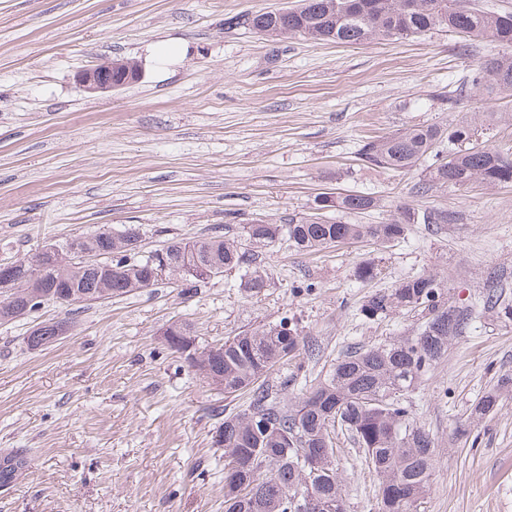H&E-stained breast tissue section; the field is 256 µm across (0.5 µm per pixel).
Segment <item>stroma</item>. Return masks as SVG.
Listing matches in <instances>:
<instances>
[{
	"label": "stroma",
	"instance_id": "stroma-1",
	"mask_svg": "<svg viewBox=\"0 0 512 512\" xmlns=\"http://www.w3.org/2000/svg\"><path fill=\"white\" fill-rule=\"evenodd\" d=\"M295 2L0 0V261L102 227H138L149 252L292 217L378 224L402 207L452 216L409 225L383 250L278 243L263 254L273 280L256 296L236 268L194 287L167 280L0 322V450L23 448L33 460L0 489V512H224L217 412L244 409L248 397L209 386L167 348L165 329L184 322L214 345L289 319L314 351L272 377L301 373L286 392L297 398L345 352L418 335V312L371 320L362 307L422 274L436 276L449 304L474 312L409 396L436 449L417 512H512V391L471 417L512 375V320L474 307L497 274L512 300V183L422 194L420 171L358 155L367 138L461 120L480 127L482 145L512 153V98L486 101L470 82L506 48L451 31L344 45L225 23ZM113 57L138 61L140 80L83 92L77 73ZM345 191L379 206L320 207V197ZM365 261L379 264L378 278L357 279ZM62 320L70 327L59 340L27 347L30 328ZM336 443L346 512H376L374 474L346 436ZM512 387V377H502L500 384L496 389L487 392L482 399L475 405L471 412L472 418H482L483 416L493 412L500 401V390Z\"/></svg>",
	"mask_w": 512,
	"mask_h": 512
}]
</instances>
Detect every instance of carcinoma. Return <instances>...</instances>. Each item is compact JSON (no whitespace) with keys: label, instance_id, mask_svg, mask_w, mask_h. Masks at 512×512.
I'll return each mask as SVG.
<instances>
[{"label":"carcinoma","instance_id":"obj_1","mask_svg":"<svg viewBox=\"0 0 512 512\" xmlns=\"http://www.w3.org/2000/svg\"><path fill=\"white\" fill-rule=\"evenodd\" d=\"M298 0L276 12H257L240 20L227 19L231 27H243L271 37L301 36L315 41L360 45L374 38H410L435 29H448L464 37L489 38L512 45V14L487 13L470 0ZM488 100L512 96V56L498 55L482 62L472 78ZM477 129L466 122L446 127L414 126L364 142L362 160L397 171L421 168L422 192L435 186H496L512 182V156L471 141ZM332 206L339 211L361 213L377 206L368 194L338 195ZM448 215L404 208L382 224L330 223L320 217L290 218L286 224H246L234 237L211 236L168 244L178 258L191 248L200 262L223 269L245 270L243 287L258 295L270 286L272 273L259 249L286 239L301 251L319 250L333 243L372 242L385 246L404 238L410 224H445ZM85 247L107 253L114 271L73 261L65 251L56 255L39 291L61 294L75 289L78 302L86 305L121 298L143 288L150 270V256H138L120 234L101 238L97 231L84 235ZM33 288L18 266L14 285L0 291V319L17 318L30 302ZM482 309L512 318V303L489 285L479 299ZM420 311L424 323L418 335L367 350L350 351L322 379L310 384L297 401L282 396L288 382L269 379L270 371L299 356L305 344L296 326L283 318L262 329L241 331L214 346H200L187 323L170 326L178 345L168 348L181 355L194 347L196 357L184 358L195 374L226 396L246 394V408L224 415L217 431L224 433L225 512H302L292 500L304 489L313 501L336 500V512H346L333 449L336 430L364 449L378 478L377 512H414L428 488L435 465L434 441L418 423L408 402L418 379L448 353V345L467 333L470 307L448 304L440 282L431 274L404 279L389 292L371 296L363 307L369 319L402 311ZM68 323L41 325V333L27 336L26 344L39 349L60 339ZM512 387V377L501 378L497 388L475 405L471 417L493 412L500 390ZM316 464L317 475L305 485V460Z\"/></svg>","mask_w":512,"mask_h":512}]
</instances>
